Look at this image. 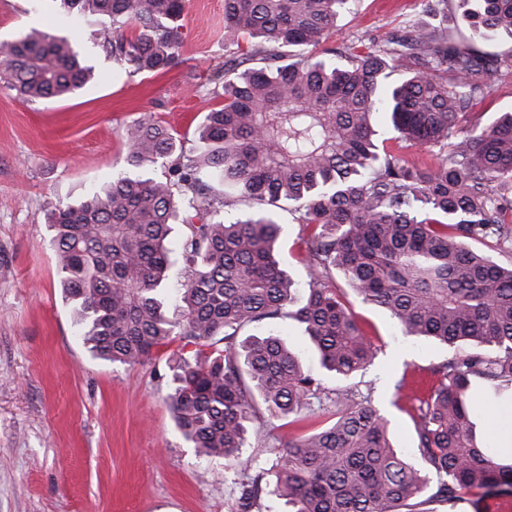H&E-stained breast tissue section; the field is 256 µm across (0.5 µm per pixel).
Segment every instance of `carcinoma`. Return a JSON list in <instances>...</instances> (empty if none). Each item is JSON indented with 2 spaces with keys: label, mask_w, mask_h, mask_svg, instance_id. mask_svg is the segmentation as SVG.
<instances>
[{
  "label": "carcinoma",
  "mask_w": 512,
  "mask_h": 512,
  "mask_svg": "<svg viewBox=\"0 0 512 512\" xmlns=\"http://www.w3.org/2000/svg\"><path fill=\"white\" fill-rule=\"evenodd\" d=\"M59 2L133 71L173 67L187 0ZM349 2L224 0V33L242 42L209 78L224 102L206 116L198 156H174V136L145 114L125 130L124 163L162 175H120L44 216L93 357L131 366L175 341L194 347L168 363L169 406L199 456L237 473L228 512H262L270 474L268 495L288 512H429L512 495V457L489 446L474 407L477 394L512 400V262L494 257L512 251V111L487 124L469 113L512 57L411 25L371 47L326 49L338 58L328 63L316 50ZM460 2L480 39L512 36V0ZM90 76L68 37L32 29L0 46V80L24 101L73 95ZM380 112L420 158L376 139ZM284 201L302 283L282 260ZM242 202L256 210L226 219ZM175 224L186 227L176 250ZM338 277L403 335L471 345L396 385L416 400L413 457L370 395L326 387L280 334L238 340L288 318L327 374H363L376 346ZM260 413L288 428L268 468L243 451Z\"/></svg>",
  "instance_id": "1"
}]
</instances>
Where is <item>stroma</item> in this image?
Returning <instances> with one entry per match:
<instances>
[{
    "instance_id": "obj_1",
    "label": "stroma",
    "mask_w": 512,
    "mask_h": 512,
    "mask_svg": "<svg viewBox=\"0 0 512 512\" xmlns=\"http://www.w3.org/2000/svg\"><path fill=\"white\" fill-rule=\"evenodd\" d=\"M427 22L469 34L455 6L431 16L425 0H352L326 47L367 44ZM182 45L166 73L113 61L93 28L62 25L56 0H0V44L37 27L78 42L95 78L67 99L24 101L0 83V512H227L234 475L200 460L165 403L170 349L139 365L93 358L63 298L48 211L82 200L119 172L124 128L143 113L166 127L184 155L221 104L205 75L222 63L224 0H188ZM378 353L363 376L396 444L415 448L407 401L393 383L407 369L446 360L450 349L402 336L386 313L353 300Z\"/></svg>"
}]
</instances>
